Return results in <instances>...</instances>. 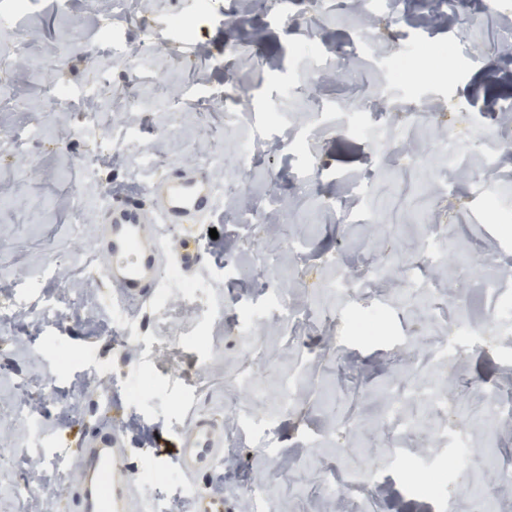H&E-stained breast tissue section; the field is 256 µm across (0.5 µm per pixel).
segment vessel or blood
I'll use <instances>...</instances> for the list:
<instances>
[{
  "mask_svg": "<svg viewBox=\"0 0 512 512\" xmlns=\"http://www.w3.org/2000/svg\"><path fill=\"white\" fill-rule=\"evenodd\" d=\"M214 207L213 182L201 166H176L153 179L147 200L126 199L113 203L101 222L95 248L106 260L105 274L121 288L127 302L142 301L159 287L160 258L166 247L159 225L177 224L183 229L176 264L189 268L200 254L194 229L207 223ZM224 455V437L214 422L199 418L180 434L174 450L179 471L187 476L214 473ZM72 461L82 479L71 493L70 512H132L131 491L139 469L126 443L106 426L94 428L75 449ZM192 512H225L221 493L207 488L191 499Z\"/></svg>",
  "mask_w": 512,
  "mask_h": 512,
  "instance_id": "b4317fda",
  "label": "vessel or blood"
}]
</instances>
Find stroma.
I'll use <instances>...</instances> for the list:
<instances>
[{
	"label": "stroma",
	"mask_w": 512,
	"mask_h": 512,
	"mask_svg": "<svg viewBox=\"0 0 512 512\" xmlns=\"http://www.w3.org/2000/svg\"><path fill=\"white\" fill-rule=\"evenodd\" d=\"M195 0H126L92 14L84 0H38L24 18L0 0V512H67L79 479L62 460L104 419L142 457L173 448L193 419L225 426L232 416L248 425L234 432L240 455L234 484L225 486L231 512H242L259 493L264 512H311L324 481L361 480L355 504L368 512H448V503L412 492L404 463L428 469L447 460L443 447L425 445L444 420L423 401L409 404L419 424L397 435L384 415L387 393L445 378L426 363L424 335H449L458 318L482 325L477 343L461 344L467 381L452 385V418L469 426L486 414L485 388L512 387V351L491 340L490 303L482 278L512 268V242L494 264L466 275L462 260H480L493 247L500 223L485 209L480 191L484 136L499 130L512 101V51L502 32L512 16L482 10L466 20L437 19L435 0H402V21L374 16L362 35L363 16L324 0L311 15L307 0L252 4L235 21L238 0H215L198 37L172 23L193 12ZM157 50L139 55L143 40ZM426 42L445 50L437 72L408 69L400 85L384 70L391 50ZM321 51L319 76H310L302 48ZM66 86L72 101L59 114L51 98ZM100 104L89 113L87 86ZM234 96L241 123L226 127L224 100ZM321 113L323 129L310 137L311 153L294 154L287 134L307 126L292 98ZM360 101L372 125H417L379 154L372 141L336 132L346 115L339 107ZM151 102L142 112L137 102ZM281 115L267 127L266 115ZM468 126L467 172L443 187L436 172L410 164L406 155L427 151L441 125ZM160 159L153 168L138 159L143 148ZM94 162L95 180L81 164ZM205 167L223 185L198 234L204 243L187 278L206 298L184 301L167 283L168 309L153 301L130 304L128 317L144 323L143 335L125 341L112 323L120 290L103 273L82 271L101 215L93 199L145 197L150 181L176 165ZM368 180V198L352 205L343 176ZM334 192V215L320 211L318 188ZM446 232L441 269L423 268L432 283L422 292L373 287L365 304L387 303V336L366 343L343 334L349 304L330 296L337 256L353 273L382 263L396 269L419 259L433 227ZM239 246L238 266L224 271L226 244ZM280 287L283 320L270 319L256 290ZM253 307L251 332L242 310ZM204 329L205 340L195 332ZM70 361L59 364L60 354ZM305 375L296 395L281 391L297 370ZM149 375L155 392L131 403L123 378ZM276 434V449L264 446ZM470 478L512 473V432L482 430ZM402 456H393L395 448ZM377 474L380 491L367 479ZM174 472L158 487L134 494L151 512H188L189 489L206 485Z\"/></svg>",
	"instance_id": "35a3bbf8"
}]
</instances>
